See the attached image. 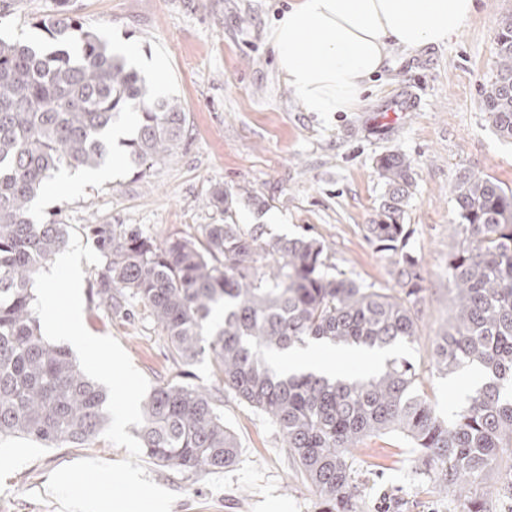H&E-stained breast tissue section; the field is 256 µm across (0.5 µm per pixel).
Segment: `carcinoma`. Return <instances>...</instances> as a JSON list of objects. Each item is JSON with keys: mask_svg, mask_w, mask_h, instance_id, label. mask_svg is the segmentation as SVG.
<instances>
[{"mask_svg": "<svg viewBox=\"0 0 512 512\" xmlns=\"http://www.w3.org/2000/svg\"><path fill=\"white\" fill-rule=\"evenodd\" d=\"M40 25L49 49L0 38V436L86 448L106 427L107 395L42 332L34 278L68 247L70 233L54 218L33 222L31 204L61 169L106 166L108 136L122 114L135 115L136 131L123 145L139 168L172 154L187 115L84 27L70 0H56ZM495 43L496 70L482 107L497 134L512 140V21L502 23ZM378 171L387 191L367 237L396 251L407 239L400 218L411 165L391 153L379 159ZM452 194L461 242L448 257V280L457 311L436 338L432 360L442 374L477 368L485 382L450 418L418 393L415 366L406 359L355 379L270 363L272 354L311 339L369 348L416 343L407 298L420 291L418 263L401 255L403 298L333 275L320 240L267 243L260 230L228 222L237 197L220 185L207 205L226 222L204 224L196 236L159 242L137 227L88 225L102 258L96 295L119 313L128 298L141 304L183 365L209 354L216 381L268 416L328 512L350 506L352 450L391 430L420 449L434 485L471 489L512 448V192L489 176L465 173ZM217 311L224 314L219 323ZM218 392L180 382L154 388L142 404V453L183 469L234 465L241 448L224 425Z\"/></svg>", "mask_w": 512, "mask_h": 512, "instance_id": "obj_1", "label": "carcinoma"}]
</instances>
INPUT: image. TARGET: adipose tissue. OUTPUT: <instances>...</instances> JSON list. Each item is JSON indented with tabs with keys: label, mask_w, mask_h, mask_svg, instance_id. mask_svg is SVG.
Here are the masks:
<instances>
[{
	"label": "adipose tissue",
	"mask_w": 512,
	"mask_h": 512,
	"mask_svg": "<svg viewBox=\"0 0 512 512\" xmlns=\"http://www.w3.org/2000/svg\"><path fill=\"white\" fill-rule=\"evenodd\" d=\"M477 0H297L277 19L278 71L309 112H354L394 50L444 43Z\"/></svg>",
	"instance_id": "adipose-tissue-1"
}]
</instances>
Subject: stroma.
I'll return each instance as SVG.
<instances>
[{
    "label": "stroma",
    "instance_id": "1",
    "mask_svg": "<svg viewBox=\"0 0 512 512\" xmlns=\"http://www.w3.org/2000/svg\"><path fill=\"white\" fill-rule=\"evenodd\" d=\"M0 35L43 41L37 19L55 0H4ZM292 0H75L84 25L116 51L137 47L141 58L164 64L146 72L157 95L173 98L187 115L174 152L141 170L125 148L114 152L108 176L75 192L52 179L41 195V218L58 213L71 229L106 222L135 225L156 240L196 234L220 224L206 204L210 189L235 193V223L259 226L267 242L301 234L324 241L331 272L401 295L399 256L380 249L366 232L386 192L380 157L399 152L411 163L413 185L402 222L406 252L417 259L421 291L415 307L417 343L401 348L419 373L418 389L442 415L459 410L463 373L438 375L432 343L454 312L448 256L459 245L451 189L478 173L512 189V141L494 132L482 110L483 89L496 67L495 32L512 16V0H478L462 31L439 46L395 50L375 77L368 103L357 112H307L279 76L269 32ZM411 98L410 108L390 111ZM265 200L257 209L253 198ZM83 322L110 335L157 387L174 380L214 385L208 356L185 367L172 361L150 318L112 313L95 294L97 266L83 264ZM225 425L242 448L221 471L142 465L155 483L176 493L171 512H322L269 418L231 391L219 394ZM125 448L99 440L88 448H49L23 437H0V512H58L46 492L50 474L84 458L125 459ZM356 484L351 512H460L454 493L435 489L421 453L397 432L364 439L353 453ZM484 512H512V453L503 454L473 490Z\"/></svg>",
    "mask_w": 512,
    "mask_h": 512
}]
</instances>
